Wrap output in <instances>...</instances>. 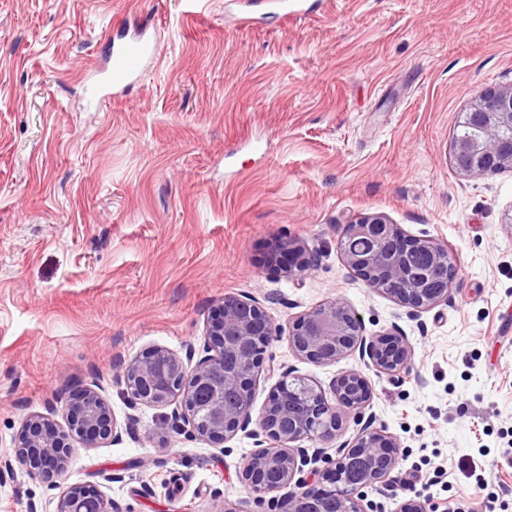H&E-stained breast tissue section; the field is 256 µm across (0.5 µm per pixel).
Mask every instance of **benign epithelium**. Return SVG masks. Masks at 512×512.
Wrapping results in <instances>:
<instances>
[{"mask_svg": "<svg viewBox=\"0 0 512 512\" xmlns=\"http://www.w3.org/2000/svg\"><path fill=\"white\" fill-rule=\"evenodd\" d=\"M469 121L482 130L477 139H459L451 147L457 170L484 178L512 169V85L482 90L469 112ZM357 235L370 244L364 252L342 251L346 266L365 284L416 313L448 304L453 276L447 246L435 238L411 237L381 214H366L344 227L343 236ZM288 261V276L304 277L315 258L297 239L279 243ZM203 351L196 357L192 343L184 353L152 347L121 368L128 405L132 409L164 407L175 402L168 417L170 429L222 444L238 432L258 429L279 445L265 449L243 464L241 478L247 493L261 502L272 500L278 512H328L327 496L340 495L336 512H365L364 490L391 482L398 466L397 439L374 426L365 416L373 400L368 380L358 371L336 379L332 397L309 380L282 371L281 380L258 417H252V385L260 360L276 337H286L295 356L314 364H331L358 354L367 366L393 375L410 367L413 350L399 330L367 337L355 310L341 298L329 299L302 313L288 328L275 325L252 296L226 294L205 327ZM66 426L39 415L22 422L11 453L0 456V482L20 471L48 483L56 482L73 458L74 444L98 448L122 440L136 415L120 425L112 407L95 385L72 393L65 406ZM361 423L354 442H342L332 457L301 442L337 440L349 420ZM278 473L274 484L271 471ZM90 512H120L93 485H72L60 495L56 512H74L76 501ZM435 506L416 496L398 505L397 512H431Z\"/></svg>", "mask_w": 512, "mask_h": 512, "instance_id": "obj_1", "label": "benign epithelium"}]
</instances>
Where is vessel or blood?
I'll use <instances>...</instances> for the list:
<instances>
[{"instance_id": "vessel-or-blood-1", "label": "vessel or blood", "mask_w": 512, "mask_h": 512, "mask_svg": "<svg viewBox=\"0 0 512 512\" xmlns=\"http://www.w3.org/2000/svg\"><path fill=\"white\" fill-rule=\"evenodd\" d=\"M157 56L153 43L135 36L111 52L104 70V88L113 95H122L142 79Z\"/></svg>"}]
</instances>
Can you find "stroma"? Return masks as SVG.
<instances>
[{"instance_id": "obj_1", "label": "stroma", "mask_w": 512, "mask_h": 512, "mask_svg": "<svg viewBox=\"0 0 512 512\" xmlns=\"http://www.w3.org/2000/svg\"><path fill=\"white\" fill-rule=\"evenodd\" d=\"M304 3L0 0V454L29 415L64 425L94 380L125 421L120 365L202 346L224 295L283 327L341 297L365 335L407 336V371L312 364L283 338L268 356L326 393L364 373L376 426L403 448L396 476L422 469L439 512L512 507V170L472 179L451 161L476 92L512 84V0ZM137 34L156 67L90 103L113 41ZM372 213L447 246V304L408 316L345 266L344 226ZM288 239L314 254L308 276L271 262ZM169 412L140 408L121 443L76 448L58 484L0 483V512H56L86 483L121 512H270L241 472L273 440L218 446L170 431Z\"/></svg>"}]
</instances>
